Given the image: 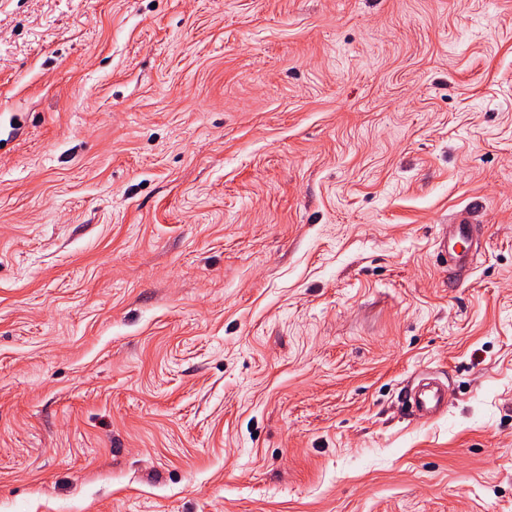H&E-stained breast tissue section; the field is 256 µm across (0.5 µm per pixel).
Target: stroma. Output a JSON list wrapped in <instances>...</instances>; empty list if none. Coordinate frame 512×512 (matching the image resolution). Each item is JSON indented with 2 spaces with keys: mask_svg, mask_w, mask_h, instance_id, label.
<instances>
[{
  "mask_svg": "<svg viewBox=\"0 0 512 512\" xmlns=\"http://www.w3.org/2000/svg\"><path fill=\"white\" fill-rule=\"evenodd\" d=\"M0 512H512V0H0ZM475 244L474 226L465 216L461 215L448 224V231H444L439 236L438 254L442 256L448 269L462 272L473 263ZM458 245H461V250L457 249ZM411 411L421 417H436L444 413L448 406V391L441 383L428 380L410 391Z\"/></svg>",
  "mask_w": 512,
  "mask_h": 512,
  "instance_id": "1",
  "label": "stroma"
}]
</instances>
